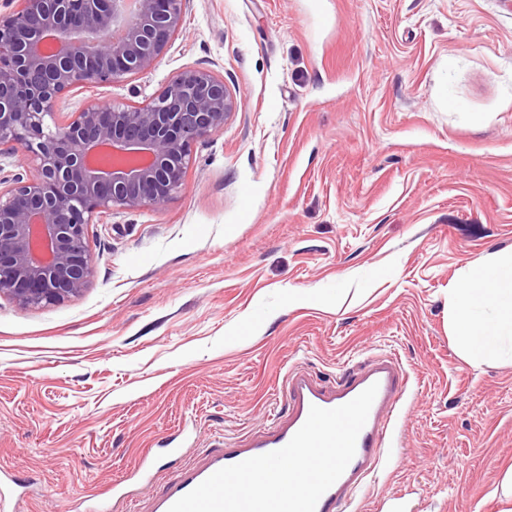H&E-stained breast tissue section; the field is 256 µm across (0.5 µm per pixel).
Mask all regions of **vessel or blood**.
<instances>
[{
  "instance_id": "obj_1",
  "label": "vessel or blood",
  "mask_w": 512,
  "mask_h": 512,
  "mask_svg": "<svg viewBox=\"0 0 512 512\" xmlns=\"http://www.w3.org/2000/svg\"><path fill=\"white\" fill-rule=\"evenodd\" d=\"M288 396V420L273 424L242 448H215L202 466L189 468L182 478L158 498L156 512H168L182 496L190 492L217 470L246 459L284 447L306 421L311 406L332 409L359 395L370 385L378 391L367 421L360 431L355 455L339 479L320 497L315 512H348L350 496L379 471L388 448L400 447L396 421L401 403L407 393L408 377L398 358L391 353L367 357L358 367L345 369L335 386L326 387L301 367L289 368L283 379ZM154 478L152 464L142 460L136 472L116 481L111 487L113 503L133 501Z\"/></svg>"
}]
</instances>
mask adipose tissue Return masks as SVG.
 Instances as JSON below:
<instances>
[{
  "mask_svg": "<svg viewBox=\"0 0 512 512\" xmlns=\"http://www.w3.org/2000/svg\"><path fill=\"white\" fill-rule=\"evenodd\" d=\"M448 330L469 363L512 362V251L493 254L449 289Z\"/></svg>",
  "mask_w": 512,
  "mask_h": 512,
  "instance_id": "obj_1",
  "label": "adipose tissue"
}]
</instances>
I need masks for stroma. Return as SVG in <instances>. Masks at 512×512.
Returning a JSON list of instances; mask_svg holds the SVG:
<instances>
[{"label": "stroma", "instance_id": "obj_1", "mask_svg": "<svg viewBox=\"0 0 512 512\" xmlns=\"http://www.w3.org/2000/svg\"><path fill=\"white\" fill-rule=\"evenodd\" d=\"M189 66L239 90L163 207L89 228L94 273L37 309L0 299V512H74L151 454L158 476L286 419L282 382L373 352L409 376L404 446L354 512H504L512 364L472 366L448 289L512 249V0H187L154 68L63 95L141 106Z\"/></svg>", "mask_w": 512, "mask_h": 512}]
</instances>
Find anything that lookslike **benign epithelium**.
Returning <instances> with one entry per match:
<instances>
[{"mask_svg":"<svg viewBox=\"0 0 512 512\" xmlns=\"http://www.w3.org/2000/svg\"><path fill=\"white\" fill-rule=\"evenodd\" d=\"M19 0L0 14V297L39 308L78 296L94 262L88 226L116 210L160 208L179 190L191 147L224 128L237 93L188 68L143 106L91 104L66 127L55 105L86 84L154 67L183 25L186 0Z\"/></svg>","mask_w":512,"mask_h":512,"instance_id":"benign-epithelium-1","label":"benign epithelium"}]
</instances>
